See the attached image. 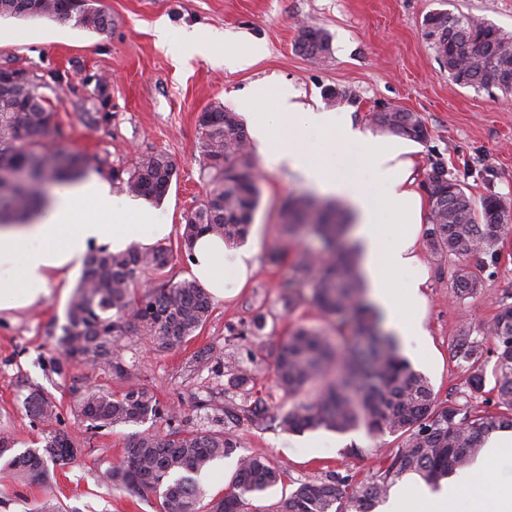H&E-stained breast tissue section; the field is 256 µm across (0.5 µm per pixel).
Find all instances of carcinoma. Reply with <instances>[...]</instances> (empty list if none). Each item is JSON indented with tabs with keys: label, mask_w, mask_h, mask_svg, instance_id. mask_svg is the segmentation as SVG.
<instances>
[{
	"label": "carcinoma",
	"mask_w": 512,
	"mask_h": 512,
	"mask_svg": "<svg viewBox=\"0 0 512 512\" xmlns=\"http://www.w3.org/2000/svg\"><path fill=\"white\" fill-rule=\"evenodd\" d=\"M67 0H0V17H57ZM76 24L95 31L112 26L100 7L75 11ZM423 35L439 63L454 71L455 82L475 90L491 87L489 72L501 54L512 53V34L480 17H459L447 10L428 14ZM299 46L313 59L326 57L329 39L315 27L301 28ZM42 85L0 83V224H26L45 206L40 187L81 175L88 163L79 153L51 154L43 139L55 129L54 113L45 105ZM376 126L392 134L424 140L428 130L413 112L393 113V126ZM200 164L207 177L201 202L184 217L176 245L150 248L130 246L114 253L98 247L89 255L83 275L66 312L58 338L59 356L51 359V372L61 379L78 364L106 369L120 378H132L130 366L117 350L118 337L133 332L148 337L154 351L178 348L199 335L211 311V299L194 279L175 281L166 274L174 253H190L198 236L208 233L240 242L249 233L260 190L250 160L247 138L236 113L221 106L198 116ZM112 181L133 195L161 201L167 195L176 167L164 153L138 158L133 168L110 169ZM428 195L430 224L425 245L431 256L458 259L451 272L455 299L463 301L482 288L483 256L496 259L493 246L500 239L491 223L502 206L495 194L478 199L468 195L460 180L448 177L435 163L421 186ZM346 210L328 204L318 210L308 201L288 203L281 209V231L293 239L302 231L317 237L323 259L315 265L303 253L294 276L280 284V299L291 309L298 288L320 269L312 301L336 318V331L350 328L352 342L337 348L330 337L300 327L278 347L274 374L278 388L294 396L305 385L336 370L335 381L309 402H296L275 417L289 433L325 427L343 433L364 426L370 434H389L400 445L387 452L378 469L356 482L352 475L335 474L326 480L300 483L281 499L274 512H374L393 486L410 475L427 483L439 482L467 465L486 436L512 428V304H503L488 325L474 331L466 326L452 340L455 357L467 372L465 401L440 400L427 378L400 354L398 339L382 327V318L367 302L365 280L356 247L349 244ZM494 345L495 400L499 413H481L471 400L485 393L484 341ZM233 384L247 389L251 374L233 363L225 365ZM74 408L86 429L99 432L116 425H139L148 419L163 422L161 430L138 432L128 442L123 459L100 472L107 487L120 486L142 499L159 495L162 512H198L200 489L193 475L240 447L236 435L224 429L184 430L177 416L146 388L132 383L114 394L101 387L77 392ZM26 414L45 427V444L12 454L14 442L0 434V493L18 477L44 486L43 494L29 503L28 512H61L51 490L49 465L71 461L76 439L53 428L60 420L56 402L39 390L25 399ZM280 481L278 470L264 456L239 458L231 490L210 502L208 512H249L250 500L261 498ZM356 482L348 494L342 487Z\"/></svg>",
	"instance_id": "cac0c4a2"
}]
</instances>
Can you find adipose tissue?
Wrapping results in <instances>:
<instances>
[{"mask_svg":"<svg viewBox=\"0 0 512 512\" xmlns=\"http://www.w3.org/2000/svg\"><path fill=\"white\" fill-rule=\"evenodd\" d=\"M273 111H264L266 101ZM251 116L257 153L269 170L285 168L327 196L346 200L356 223L355 242L368 294L386 330L419 336L423 330L396 300L398 272L413 276L405 286L408 300L420 297L426 278L416 249V229L426 213L416 181V147L411 142L374 136L354 125L345 112L315 110L298 91L281 84L256 85L240 102ZM328 133L320 149H312L306 133ZM145 203L114 206L109 186L91 176L57 185L42 213L27 224L0 226V311L40 304L51 286L61 285L90 246L121 251L129 245H152L169 234ZM193 277L210 293L224 294V270L232 268L237 283L253 269L254 254L213 235L199 237L191 250ZM512 456V431L490 435L472 467L431 490L417 483L401 490L391 512H512V484H502L495 465Z\"/></svg>","mask_w":512,"mask_h":512,"instance_id":"1","label":"adipose tissue"}]
</instances>
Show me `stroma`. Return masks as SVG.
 Wrapping results in <instances>:
<instances>
[{"label":"stroma","instance_id":"1","mask_svg":"<svg viewBox=\"0 0 512 512\" xmlns=\"http://www.w3.org/2000/svg\"><path fill=\"white\" fill-rule=\"evenodd\" d=\"M103 5L112 17L111 28L103 32L51 17H1L0 64L49 80L44 94L57 131L45 139L46 151L76 150L91 161L104 157L124 171L147 153L163 152L174 160L171 188L155 206L159 223L172 227L169 242L180 238L185 213L206 191L199 113L215 106L238 111L239 99L259 81L289 84L311 106L350 113L369 131L380 107L419 114L428 129L418 144L419 171L443 164L467 193L496 194L512 209V93L455 83L422 28L426 14L445 8L512 32V0H103ZM305 25L329 36L330 52L323 61L299 49ZM187 32L208 40L217 56L225 49L217 34H233L237 46L251 49L259 61L250 69L230 71L198 56L179 61L159 43L163 36L178 42ZM330 90L335 99L327 98ZM103 94L110 119L90 125L85 115ZM253 163L260 203L246 240L256 262L249 283L236 287L232 269H225L223 299L213 301L201 333L177 349L154 352L144 337H122L124 358L134 365L133 380L98 369L78 370L65 379L50 373L69 301L61 289L25 311L0 312V432L11 437L15 452L42 447L43 429L26 416L25 398L39 388L61 401L59 427L76 437L80 448L76 461L54 472L63 512H159L158 504L129 490L98 485V470L122 458L137 428L119 425L90 434L74 411L72 389L98 385L118 393L133 381L176 409L182 428L208 429L211 414L228 402L244 408L259 397L272 415L291 406V397L273 383L272 365L279 344L294 328L319 329L340 342L335 318L312 304L310 286L302 287L292 310L280 300L279 286L292 277L296 255L320 252L321 244L305 232L285 241L279 210L284 201L311 197L313 191L288 170H267L258 157ZM276 247L286 248L288 255L272 265L267 254ZM496 250L499 259L487 265L482 288L463 301L453 298L450 288L454 259L440 261L427 249L419 251L427 281L409 309L423 333L401 353L429 379L438 398L466 389V374L450 345L453 336L462 327L487 324L501 304H512V234ZM260 314L266 326L255 335L251 324ZM229 358L252 374L251 395L235 388L220 367V360ZM229 428L241 442V454L267 457L282 475L261 501L267 508L304 481L336 473L364 478L378 468L385 451L399 444L395 436H373L362 427L345 433L323 428L286 433L271 421L257 427L243 420Z\"/></svg>","mask_w":512,"mask_h":512}]
</instances>
